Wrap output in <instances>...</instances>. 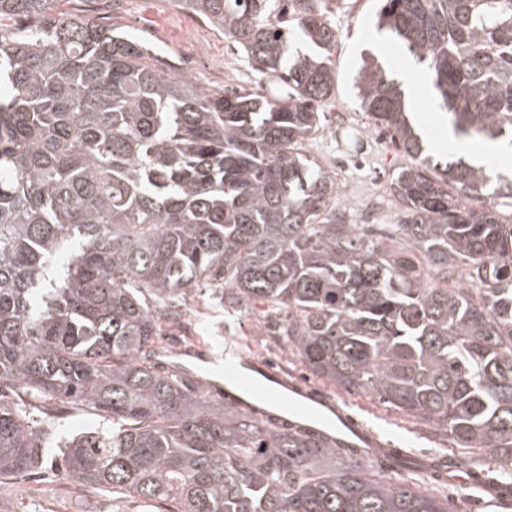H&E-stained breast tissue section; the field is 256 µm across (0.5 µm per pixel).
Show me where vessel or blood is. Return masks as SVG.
I'll return each mask as SVG.
<instances>
[{
    "label": "vessel or blood",
    "instance_id": "obj_1",
    "mask_svg": "<svg viewBox=\"0 0 512 512\" xmlns=\"http://www.w3.org/2000/svg\"><path fill=\"white\" fill-rule=\"evenodd\" d=\"M218 375L226 384L227 402L246 408L251 401H260L267 406L266 416L320 436L330 445L378 450L375 431L361 419L321 390L289 380L265 362L228 353Z\"/></svg>",
    "mask_w": 512,
    "mask_h": 512
}]
</instances>
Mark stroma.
Masks as SVG:
<instances>
[{"label": "stroma", "mask_w": 512, "mask_h": 512, "mask_svg": "<svg viewBox=\"0 0 512 512\" xmlns=\"http://www.w3.org/2000/svg\"><path fill=\"white\" fill-rule=\"evenodd\" d=\"M57 8L94 16L101 24L127 32L150 48L156 60L192 72L204 91L258 89L267 95L282 91L280 85L254 71L226 35L198 17L176 10L168 0H59ZM377 10L378 0H330L329 20L337 35L332 55L336 88L320 106L325 114L322 127L304 142L307 156L341 187L336 207L346 222L369 226L375 232L401 219L389 182L410 159L360 108L354 96L352 77L362 57L374 56L397 74L414 104L416 123L435 156L463 153L460 141H449L448 125L419 66L386 33L378 31ZM184 311L186 326L170 329L161 341L167 351L192 350L195 365L212 372L216 360L231 344L288 379L315 386V379L297 364L286 341L268 335L259 308L225 310L214 289L203 286L187 296ZM329 394L372 426L382 444L401 448V455L396 457H369L374 472L389 481L408 479L423 489L448 496L459 512H504L499 502L512 497V481L497 486L485 484L487 466L481 456H472L469 465H462L460 449L440 438H428L425 426L399 418L368 396H347L334 388ZM35 414L50 451L34 478L0 485V503L6 504L10 512H142L139 503L116 500L105 492H73L58 468L60 438L108 428L107 418L78 409L66 413L43 405L36 407Z\"/></svg>", "instance_id": "35a3bbf8"}]
</instances>
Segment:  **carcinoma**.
Wrapping results in <instances>:
<instances>
[{
	"instance_id": "carcinoma-1",
	"label": "carcinoma",
	"mask_w": 512,
	"mask_h": 512,
	"mask_svg": "<svg viewBox=\"0 0 512 512\" xmlns=\"http://www.w3.org/2000/svg\"><path fill=\"white\" fill-rule=\"evenodd\" d=\"M54 0H0V484L46 446L20 387L112 428L64 440L63 477L157 512H453L448 498L161 370L176 298L285 312L305 369L374 397L512 476V177L437 161L373 58L363 111L411 162L390 183L395 246L347 224L303 151L334 93L328 0H171L288 91H203L150 49ZM5 20L24 26L11 30ZM460 139L512 151V0H379Z\"/></svg>"
}]
</instances>
